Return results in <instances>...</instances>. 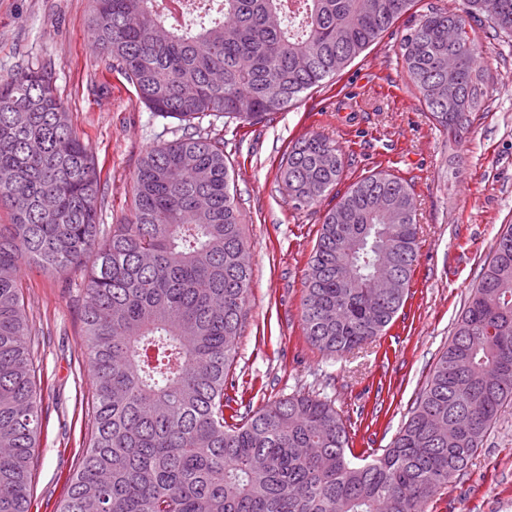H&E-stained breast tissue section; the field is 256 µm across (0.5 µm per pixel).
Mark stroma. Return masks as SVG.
<instances>
[{"instance_id": "1", "label": "stroma", "mask_w": 512, "mask_h": 512, "mask_svg": "<svg viewBox=\"0 0 512 512\" xmlns=\"http://www.w3.org/2000/svg\"><path fill=\"white\" fill-rule=\"evenodd\" d=\"M431 0H417L383 37L290 111L224 124L242 233L252 265L237 356L226 379L232 409L253 414L296 392L328 398L349 423L355 453L389 447L452 335L504 225L512 224V41L477 29L487 77L465 138L433 124L397 56V43ZM92 0H0V76L51 71L58 95L101 173L102 229L126 222L141 157L177 138L132 85L100 61L88 26ZM321 134L343 151L333 193L295 209L277 173L300 138ZM378 170L407 181L422 233L408 299L385 334L360 353L332 357L305 337L304 281L322 217L337 196ZM41 378L42 426L28 512H55L93 422L94 386L83 347L87 270L62 277L20 269ZM427 512H512V413Z\"/></svg>"}]
</instances>
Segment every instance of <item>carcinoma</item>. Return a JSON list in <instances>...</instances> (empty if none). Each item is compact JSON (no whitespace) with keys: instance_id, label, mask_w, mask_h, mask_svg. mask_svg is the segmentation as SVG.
Segmentation results:
<instances>
[{"instance_id":"carcinoma-1","label":"carcinoma","mask_w":512,"mask_h":512,"mask_svg":"<svg viewBox=\"0 0 512 512\" xmlns=\"http://www.w3.org/2000/svg\"><path fill=\"white\" fill-rule=\"evenodd\" d=\"M415 0H200L196 24L160 0H93L106 67L182 135L140 160L131 218L102 236L101 180L44 68L0 77V512H28L41 429L40 378L20 265L51 277L91 266L83 336L95 387L87 448L57 512H425L512 403V224L472 285L448 346L392 444L369 459L347 419L294 394L224 415L251 279L224 138L198 121L252 124L286 112L378 41ZM512 37V0L432 6L397 44L437 123L471 124L485 79L472 24ZM343 175L341 149L295 142L280 179L294 208ZM420 225L402 178L376 171L324 216L308 262L307 339L343 356L403 307ZM400 287L373 288L379 255Z\"/></svg>"}]
</instances>
